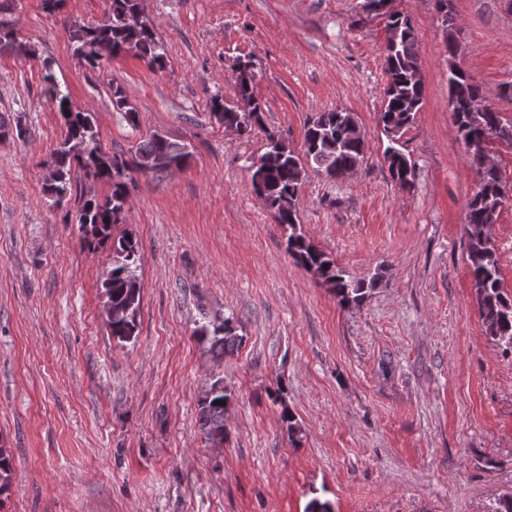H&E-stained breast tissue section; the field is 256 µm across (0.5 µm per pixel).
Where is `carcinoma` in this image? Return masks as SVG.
Wrapping results in <instances>:
<instances>
[{
    "mask_svg": "<svg viewBox=\"0 0 512 512\" xmlns=\"http://www.w3.org/2000/svg\"><path fill=\"white\" fill-rule=\"evenodd\" d=\"M391 2L362 0L361 8L369 15L384 10L388 14V31L395 38L394 45L387 44L384 48L387 87L379 122L390 142L385 157L391 178L405 187L410 184L412 165L398 148V141L421 109L425 87L415 29L408 16L389 11ZM107 12L105 19L97 25L76 20L65 24L73 55L79 61L96 68L104 59L132 52L149 68H164L165 46L154 28L144 18L134 24L126 22L127 16L142 14L139 0H109ZM17 33L14 0H0V51L24 48ZM26 52L37 58L35 50L28 48ZM234 72L237 103L226 106L223 99L213 97L212 116L227 127L237 128L239 135H249L262 127L263 108L252 89L254 64L250 60H239L234 65ZM43 82L45 98L57 109L65 126L63 138L44 163V190L54 198L55 204H62L73 191L72 172L75 170L81 171L90 184L103 182L109 186V194L103 198L89 190L80 195L77 223L98 241H112V268L102 284L105 322L114 339L128 342L136 336L141 304L139 244L129 233L114 237V229L121 223L128 205L130 173L164 171L172 165L180 168L189 151L183 144L154 134L139 143L130 159L119 160L102 150L93 115L72 105L69 93L63 91L47 64L44 65ZM448 92V105L458 135L466 145L476 174L474 191L467 203L464 230L466 257L478 310L486 334L512 353V293L503 288L496 243L488 231L506 200L497 166L487 163L489 141L498 139L512 146V122L504 121L490 106L482 111L475 110V104L485 98V91L463 68L448 71ZM112 106L121 112L129 125H137V111L118 86L112 90ZM354 125V116L345 110L319 113L309 121L301 157L285 141L268 133L267 150L260 157L261 164L252 167L251 176L255 194L287 234L288 254L346 306L360 303L366 290L376 287L378 276L357 282L346 278L336 262L302 232L297 222L296 202L306 167L311 166L336 179L362 163L364 140L350 135ZM203 319L193 336L212 358L222 359L239 347L242 337L236 334L232 319L208 312L203 313ZM271 400L281 405V421L288 434H297L299 426L283 393L276 392ZM230 402L231 392L224 385V378L212 377L198 401V424L204 438L216 446L224 443V414ZM11 475L9 451L0 447V494L9 490Z\"/></svg>",
    "mask_w": 512,
    "mask_h": 512,
    "instance_id": "1",
    "label": "carcinoma"
}]
</instances>
